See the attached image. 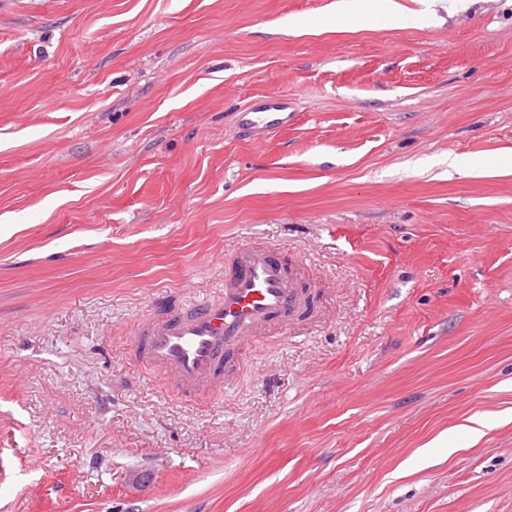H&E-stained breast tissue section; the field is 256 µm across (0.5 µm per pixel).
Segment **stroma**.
Segmentation results:
<instances>
[{"instance_id": "35a3bbf8", "label": "stroma", "mask_w": 512, "mask_h": 512, "mask_svg": "<svg viewBox=\"0 0 512 512\" xmlns=\"http://www.w3.org/2000/svg\"><path fill=\"white\" fill-rule=\"evenodd\" d=\"M334 2L0 0V512H512V0ZM244 245L320 317L186 400L131 326ZM296 113L288 98L265 95L252 99L239 112H235L233 125L235 131L244 136L258 130H288L295 123Z\"/></svg>"}]
</instances>
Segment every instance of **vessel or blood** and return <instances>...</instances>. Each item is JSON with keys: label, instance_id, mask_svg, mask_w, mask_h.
Here are the masks:
<instances>
[{"label": "vessel or blood", "instance_id": "vessel-or-blood-1", "mask_svg": "<svg viewBox=\"0 0 512 512\" xmlns=\"http://www.w3.org/2000/svg\"><path fill=\"white\" fill-rule=\"evenodd\" d=\"M296 113L287 98L265 95L234 116L237 133L285 130ZM301 290L296 272L278 253L239 247L217 301L158 312L140 319L136 359L158 371L185 396H211L244 368L243 348L269 328L297 321Z\"/></svg>", "mask_w": 512, "mask_h": 512}]
</instances>
